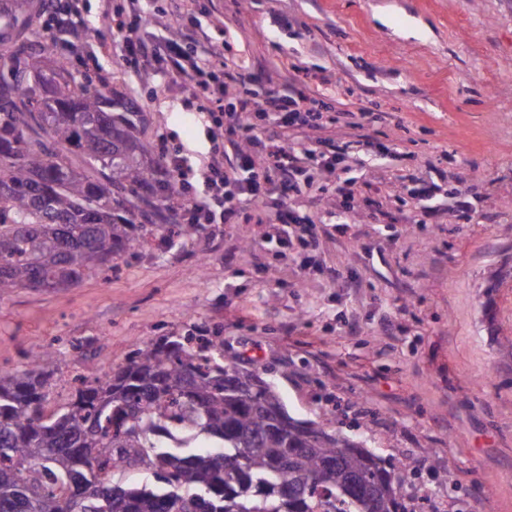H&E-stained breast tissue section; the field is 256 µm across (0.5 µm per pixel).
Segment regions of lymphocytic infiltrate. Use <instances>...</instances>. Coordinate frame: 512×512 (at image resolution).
<instances>
[{"mask_svg": "<svg viewBox=\"0 0 512 512\" xmlns=\"http://www.w3.org/2000/svg\"><path fill=\"white\" fill-rule=\"evenodd\" d=\"M129 0L124 18L103 16L104 25L114 26L122 42L123 65L161 64L167 84L187 88L197 100L214 106L208 128L212 151L201 171V186L183 181L185 160L166 155L169 171L179 178L184 203L178 219L183 224H241L245 206L257 209L256 221L269 225L270 238L287 244L288 227L300 225L302 249L315 245L316 226L309 216L290 207L291 197L305 193H323L324 175L335 173L345 151L326 154L317 147L288 138L289 130L331 124V117L315 108L314 98L304 92H273L258 102H241L238 109L225 111L224 100L234 93L237 76L228 72L223 53L209 44L195 43L194 52H186L189 30L178 36L141 35L150 23L148 15ZM234 148L225 156V145Z\"/></svg>", "mask_w": 512, "mask_h": 512, "instance_id": "f902f5d3", "label": "lymphocytic infiltrate"}]
</instances>
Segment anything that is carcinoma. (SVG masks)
<instances>
[{"label":"carcinoma","mask_w":512,"mask_h":512,"mask_svg":"<svg viewBox=\"0 0 512 512\" xmlns=\"http://www.w3.org/2000/svg\"><path fill=\"white\" fill-rule=\"evenodd\" d=\"M45 0H0V293L71 288L204 224L144 113L34 34ZM50 349L0 372V512H407L423 493L324 421L292 417L217 336L150 341L46 406ZM142 471L153 478L131 485Z\"/></svg>","instance_id":"cac0c4a2"}]
</instances>
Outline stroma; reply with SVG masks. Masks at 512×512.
Instances as JSON below:
<instances>
[{
  "mask_svg": "<svg viewBox=\"0 0 512 512\" xmlns=\"http://www.w3.org/2000/svg\"><path fill=\"white\" fill-rule=\"evenodd\" d=\"M127 4L81 0L88 37L56 52L113 78L198 183L200 102L153 67H118L99 23ZM186 26L246 58L225 109L293 87L335 116L303 135L329 154L349 144L354 217L341 220L333 192L291 199L317 226L307 265L299 226L284 259L266 225L211 224L79 286L0 295V366L53 344L56 403L75 376L197 324L265 370L293 417L409 465L425 490L409 512H512V0H197ZM367 140L394 156L375 159ZM421 180L439 187L435 210L408 194ZM461 197L470 211L449 215Z\"/></svg>",
  "mask_w": 512,
  "mask_h": 512,
  "instance_id": "obj_1",
  "label": "stroma"
}]
</instances>
